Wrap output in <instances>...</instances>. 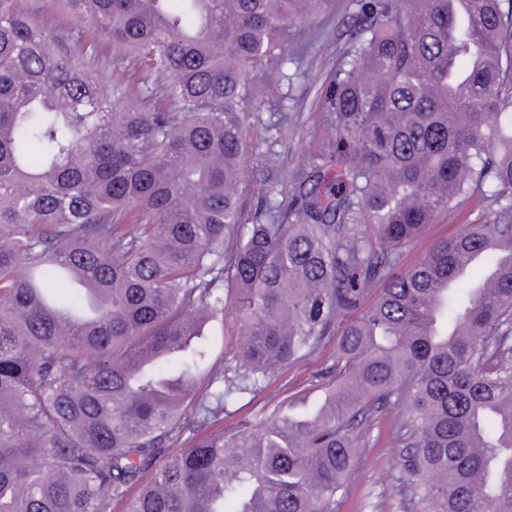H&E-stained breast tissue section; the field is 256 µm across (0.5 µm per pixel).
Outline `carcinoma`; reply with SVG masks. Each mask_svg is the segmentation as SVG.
<instances>
[{
	"mask_svg": "<svg viewBox=\"0 0 512 512\" xmlns=\"http://www.w3.org/2000/svg\"><path fill=\"white\" fill-rule=\"evenodd\" d=\"M58 2L112 60L0 0V512H336L393 406L426 512H512V0L451 40L453 0H350L325 135L253 208L252 73L337 0ZM226 298L245 340L206 369ZM333 337L314 412L224 430ZM476 216L477 212L468 216L459 211H451L447 215H441L437 223L429 224L424 233L406 250L405 267L413 265L428 252L436 241L457 232L462 224L474 220Z\"/></svg>",
	"mask_w": 512,
	"mask_h": 512,
	"instance_id": "obj_1",
	"label": "carcinoma"
}]
</instances>
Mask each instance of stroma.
I'll return each instance as SVG.
<instances>
[{"label": "stroma", "mask_w": 512, "mask_h": 512, "mask_svg": "<svg viewBox=\"0 0 512 512\" xmlns=\"http://www.w3.org/2000/svg\"><path fill=\"white\" fill-rule=\"evenodd\" d=\"M25 10L40 24L70 31L73 36L95 42L103 53H111L112 45L103 35L87 26L75 25L54 0H23ZM342 57L336 48L309 53L301 64L276 66L262 63L255 72L256 82L276 80L281 84L282 101L263 103L254 124L253 140L259 151L273 150L280 157L279 169L257 170L255 193L264 192L269 182L284 178L309 151L315 149L324 133L321 93L332 78ZM293 113L299 126L295 135L277 137L273 125L280 113ZM467 216L451 211L428 225L424 233L405 252L406 265H413L432 245L465 224ZM238 324L232 315L212 321L209 329V361L217 368L233 363V353L240 338ZM333 346L325 344L309 359L271 375L256 397L241 396L229 400L224 413V426L231 429L246 416L256 417L272 409L298 391H312L316 374L332 362ZM397 409L383 411L379 422L362 435V455L346 482V491L338 512H424L423 503L404 492L407 476L393 450L392 428Z\"/></svg>", "instance_id": "35a3bbf8"}]
</instances>
